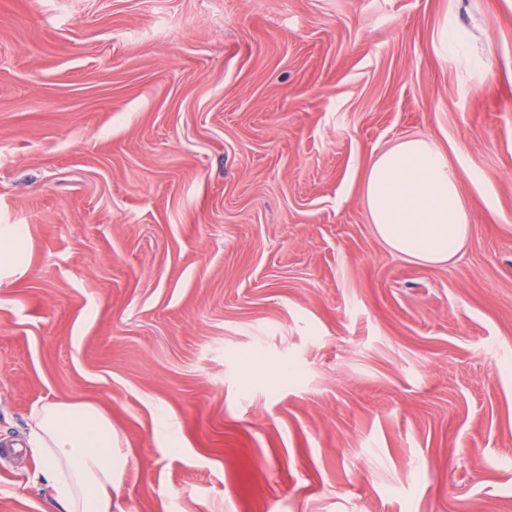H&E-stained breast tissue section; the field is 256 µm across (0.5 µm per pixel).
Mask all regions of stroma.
I'll return each mask as SVG.
<instances>
[{
  "mask_svg": "<svg viewBox=\"0 0 512 512\" xmlns=\"http://www.w3.org/2000/svg\"><path fill=\"white\" fill-rule=\"evenodd\" d=\"M460 25L493 63L481 74ZM426 137L470 232L375 234ZM0 512L91 403L115 512H512V0H0ZM363 191L377 236L408 259L446 263L468 236L457 169L427 138L402 140L374 156Z\"/></svg>",
  "mask_w": 512,
  "mask_h": 512,
  "instance_id": "35a3bbf8",
  "label": "stroma"
}]
</instances>
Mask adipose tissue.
Segmentation results:
<instances>
[{
  "label": "adipose tissue",
  "instance_id": "ef3b65f1",
  "mask_svg": "<svg viewBox=\"0 0 512 512\" xmlns=\"http://www.w3.org/2000/svg\"><path fill=\"white\" fill-rule=\"evenodd\" d=\"M363 191L377 236L408 259L448 262L468 236L457 169L429 139H405L374 156ZM30 419L29 445L63 512H112L124 461L112 452L111 420L93 404L57 400L35 406Z\"/></svg>",
  "mask_w": 512,
  "mask_h": 512
}]
</instances>
